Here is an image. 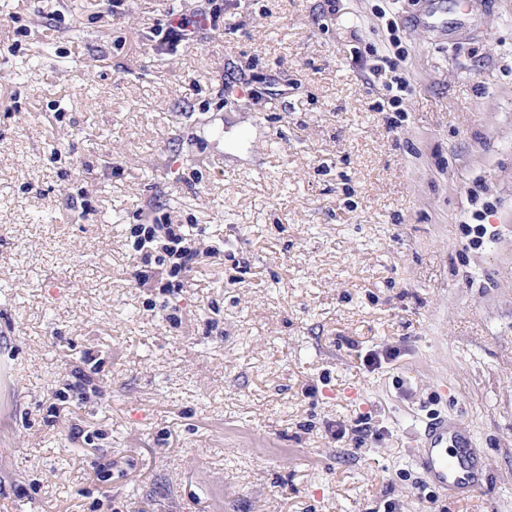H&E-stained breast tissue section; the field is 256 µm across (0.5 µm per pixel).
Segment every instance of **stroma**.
I'll use <instances>...</instances> for the list:
<instances>
[{"label": "stroma", "instance_id": "stroma-1", "mask_svg": "<svg viewBox=\"0 0 512 512\" xmlns=\"http://www.w3.org/2000/svg\"><path fill=\"white\" fill-rule=\"evenodd\" d=\"M217 2L0 0V512H512V0ZM208 1V7L192 15L179 13L175 10L168 11L164 23L159 24L157 28L160 44L173 49L182 44H189L195 41L199 29L197 17L200 14L205 16L209 27L218 26L221 17L223 18L221 8L217 4L213 5L214 0ZM129 234L133 258L141 256L143 264L135 273L140 288L166 291L191 271L199 255L188 244L189 234L182 224H133ZM420 463L435 487L459 495L481 490L485 481L471 431L455 421L439 420L426 428Z\"/></svg>", "mask_w": 512, "mask_h": 512}]
</instances>
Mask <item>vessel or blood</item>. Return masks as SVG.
Returning <instances> with one entry per match:
<instances>
[{"instance_id": "1", "label": "vessel or blood", "mask_w": 512, "mask_h": 512, "mask_svg": "<svg viewBox=\"0 0 512 512\" xmlns=\"http://www.w3.org/2000/svg\"><path fill=\"white\" fill-rule=\"evenodd\" d=\"M420 463L435 487L460 495L481 490L485 480L470 429L451 420H441L426 428Z\"/></svg>"}]
</instances>
